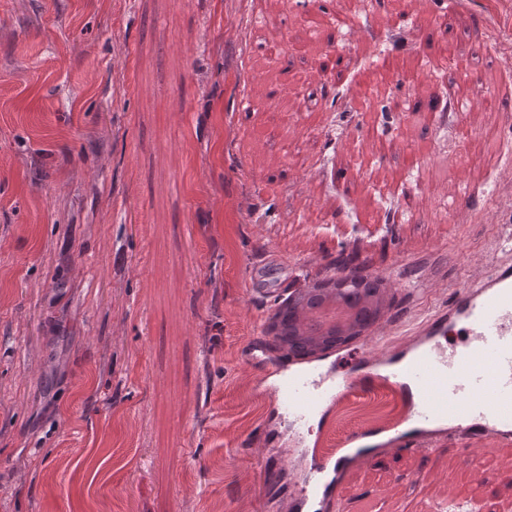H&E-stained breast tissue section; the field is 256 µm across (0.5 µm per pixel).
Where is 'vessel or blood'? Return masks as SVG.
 <instances>
[{
  "mask_svg": "<svg viewBox=\"0 0 512 512\" xmlns=\"http://www.w3.org/2000/svg\"><path fill=\"white\" fill-rule=\"evenodd\" d=\"M388 339L370 337L359 355L335 369L327 358L271 366L257 344L247 366L265 365L262 379L271 407L308 428L329 407L365 393L366 379L394 393L402 412L394 433L362 447L363 430L347 434L338 447L310 457L313 482L295 490L292 512H308L310 501L332 498L344 468L397 446L433 445L435 428L469 439L512 443V261H493L481 277L456 291L446 311L428 321L413 343L388 350Z\"/></svg>",
  "mask_w": 512,
  "mask_h": 512,
  "instance_id": "vessel-or-blood-1",
  "label": "vessel or blood"
}]
</instances>
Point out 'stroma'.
Instances as JSON below:
<instances>
[{
	"mask_svg": "<svg viewBox=\"0 0 512 512\" xmlns=\"http://www.w3.org/2000/svg\"><path fill=\"white\" fill-rule=\"evenodd\" d=\"M263 0H0V512H289L307 473L265 469L292 443L265 421L258 371L242 362L284 298L336 273L341 251L393 285L381 326L393 342L447 309L498 259L512 230V161H501L447 223L432 214L470 171L471 122L400 111L383 82L370 108L357 70L390 53L422 61L429 93L435 14L477 17L468 49L512 73V0H370L354 27L337 0H281L279 32L324 8L326 50L263 64L250 20ZM327 73L328 54L343 52ZM323 97L280 137L316 142L303 163L272 147V109ZM250 110L239 111L242 96ZM425 149L423 183L365 131ZM411 194L413 217L385 221ZM373 394L321 416L304 450L399 415ZM461 438L346 469L343 512H512V446Z\"/></svg>",
	"mask_w": 512,
	"mask_h": 512,
	"instance_id": "stroma-1",
	"label": "stroma"
}]
</instances>
